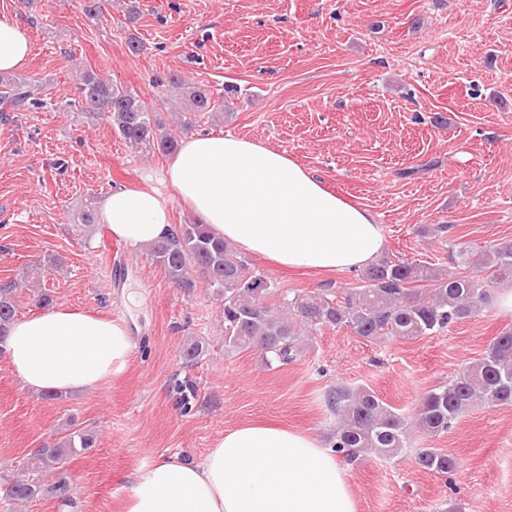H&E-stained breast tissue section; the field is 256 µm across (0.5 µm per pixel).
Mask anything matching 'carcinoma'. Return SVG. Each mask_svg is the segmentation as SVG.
<instances>
[{
  "mask_svg": "<svg viewBox=\"0 0 512 512\" xmlns=\"http://www.w3.org/2000/svg\"><path fill=\"white\" fill-rule=\"evenodd\" d=\"M183 103L177 126L187 133L197 116L223 111L206 89L192 86L178 75L167 78ZM76 109L112 128L135 153L154 148L172 153L177 137L152 117L144 102L121 84L85 70L77 83ZM39 105L29 82L18 75H0V121L8 112H26ZM152 262L168 278L187 290L197 287L192 275L200 271L206 286L223 301L224 348L256 349L266 365H288L303 350L304 342L323 327L343 328L368 341L385 337L417 339L449 328L476 315L487 303L490 281L480 276L490 271L496 279L512 281V240L494 242L482 258L460 243L451 260L472 265L469 275L442 273L420 262L379 259L360 270L359 285L336 295L333 286L319 292L283 291L249 262L232 243L216 237L206 224H176L171 232L146 247ZM16 282L0 285V344L18 313ZM203 353L197 340L186 342L181 357L187 364ZM487 407L512 405V331L497 336L487 354L461 367L447 382L428 391L421 400L415 425L427 436L448 431L455 419L474 402ZM327 405L339 424L332 449L346 460L365 453L391 459L406 447L407 422L368 387L332 390ZM95 437L71 428L50 448H39L23 468L0 484V501L11 506L45 496L62 497L67 490L63 467L68 460L93 448ZM419 468L448 477L458 458L441 448H422L415 457Z\"/></svg>",
  "mask_w": 512,
  "mask_h": 512,
  "instance_id": "carcinoma-1",
  "label": "carcinoma"
}]
</instances>
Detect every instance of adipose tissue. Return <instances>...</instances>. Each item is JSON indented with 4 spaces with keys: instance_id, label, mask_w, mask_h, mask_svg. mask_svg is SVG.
<instances>
[{
    "instance_id": "adipose-tissue-1",
    "label": "adipose tissue",
    "mask_w": 512,
    "mask_h": 512,
    "mask_svg": "<svg viewBox=\"0 0 512 512\" xmlns=\"http://www.w3.org/2000/svg\"><path fill=\"white\" fill-rule=\"evenodd\" d=\"M27 31L0 17V72L20 69ZM141 189L117 188L99 202L101 221L139 250L171 228L172 200L198 223L283 267L358 269L384 250L368 209L325 189L286 152L232 135H184ZM126 325L107 313L59 306L13 322L0 356L33 394H77L122 375L131 356ZM124 512H357L335 452L312 434L247 423L225 431L203 458L164 456L139 469Z\"/></svg>"
}]
</instances>
